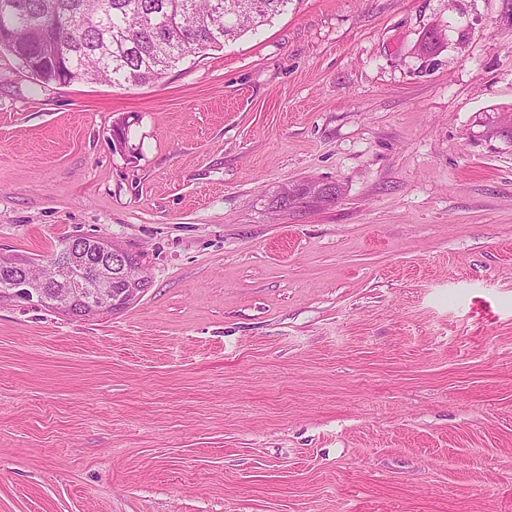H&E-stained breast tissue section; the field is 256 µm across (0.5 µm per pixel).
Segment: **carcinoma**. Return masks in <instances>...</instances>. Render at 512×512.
<instances>
[{
    "label": "carcinoma",
    "instance_id": "1",
    "mask_svg": "<svg viewBox=\"0 0 512 512\" xmlns=\"http://www.w3.org/2000/svg\"><path fill=\"white\" fill-rule=\"evenodd\" d=\"M289 0H0V28L15 31L6 50L27 70L45 59L37 79L56 81L52 61H65L68 83L121 87L161 78L186 54L224 48L282 13Z\"/></svg>",
    "mask_w": 512,
    "mask_h": 512
}]
</instances>
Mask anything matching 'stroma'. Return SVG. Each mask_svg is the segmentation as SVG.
Instances as JSON below:
<instances>
[{
	"label": "stroma",
	"mask_w": 512,
	"mask_h": 512,
	"mask_svg": "<svg viewBox=\"0 0 512 512\" xmlns=\"http://www.w3.org/2000/svg\"><path fill=\"white\" fill-rule=\"evenodd\" d=\"M502 106L512 0H291L125 88L0 49V252L149 277L89 320L0 301V512H512Z\"/></svg>",
	"instance_id": "obj_1"
}]
</instances>
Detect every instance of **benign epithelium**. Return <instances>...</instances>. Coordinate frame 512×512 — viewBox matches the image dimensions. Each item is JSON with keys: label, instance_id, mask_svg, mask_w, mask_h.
<instances>
[{"label": "benign epithelium", "instance_id": "7a95c632", "mask_svg": "<svg viewBox=\"0 0 512 512\" xmlns=\"http://www.w3.org/2000/svg\"><path fill=\"white\" fill-rule=\"evenodd\" d=\"M53 276L37 282L26 276L33 265L18 263L0 255V295L30 303L51 306L68 297H79L83 306L75 310L63 307L60 312L73 318L88 319L116 310L139 297L144 289V268L131 259L129 249L106 238L84 245L70 242L65 254L52 259ZM119 280L123 287H112Z\"/></svg>", "mask_w": 512, "mask_h": 512}]
</instances>
